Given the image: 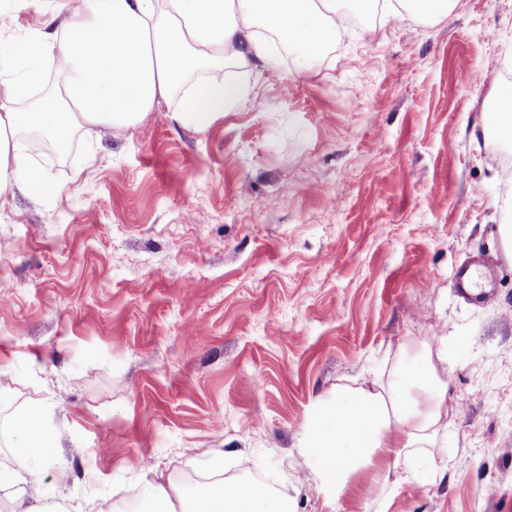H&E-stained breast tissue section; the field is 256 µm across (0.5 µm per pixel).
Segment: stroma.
I'll return each mask as SVG.
<instances>
[{"label":"stroma","instance_id":"35a3bbf8","mask_svg":"<svg viewBox=\"0 0 512 512\" xmlns=\"http://www.w3.org/2000/svg\"><path fill=\"white\" fill-rule=\"evenodd\" d=\"M0 0V41L75 0ZM512 0L445 17L363 16L309 68L225 70L245 103L199 129L182 95L134 127L79 129L49 186L0 198V424L31 402L61 435L25 476L46 512H121L151 483L215 476L293 512H512V182L474 123L512 70ZM481 257L498 278L460 296ZM448 339L447 427L406 463L341 486L299 440L321 398ZM67 472L65 481L56 470Z\"/></svg>","mask_w":512,"mask_h":512}]
</instances>
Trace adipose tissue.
I'll return each mask as SVG.
<instances>
[{
	"label": "adipose tissue",
	"instance_id": "obj_1",
	"mask_svg": "<svg viewBox=\"0 0 512 512\" xmlns=\"http://www.w3.org/2000/svg\"><path fill=\"white\" fill-rule=\"evenodd\" d=\"M339 8V0H81L62 28L10 40L0 55V195L45 187L18 141L22 130L38 129L64 146L74 128L137 125L179 92L192 100L181 121L209 125L249 92L248 84H224L210 72L253 59L275 68L283 46L308 67L340 40ZM258 26L267 37L255 36ZM50 63L56 90L34 97ZM436 346L435 356L414 361L382 390L341 388L321 400L301 434L305 461L338 484L378 458L425 460L448 415L447 338ZM46 414L33 404L8 423L6 449L19 468L44 466L57 453L60 435ZM141 501L155 512H291L287 495L255 482L203 487L180 509L153 484Z\"/></svg>",
	"mask_w": 512,
	"mask_h": 512
}]
</instances>
